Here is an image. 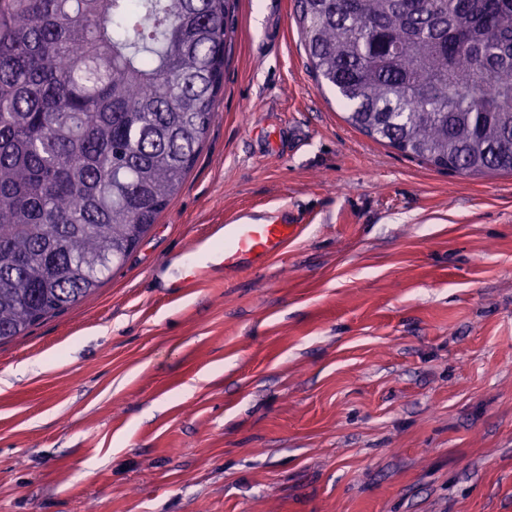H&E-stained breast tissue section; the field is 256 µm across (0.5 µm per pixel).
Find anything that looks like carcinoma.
<instances>
[{
  "label": "carcinoma",
  "instance_id": "obj_1",
  "mask_svg": "<svg viewBox=\"0 0 512 512\" xmlns=\"http://www.w3.org/2000/svg\"><path fill=\"white\" fill-rule=\"evenodd\" d=\"M239 0H0V341L90 298L195 164ZM357 129L512 174V0H297Z\"/></svg>",
  "mask_w": 512,
  "mask_h": 512
}]
</instances>
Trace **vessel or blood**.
<instances>
[{
	"mask_svg": "<svg viewBox=\"0 0 512 512\" xmlns=\"http://www.w3.org/2000/svg\"><path fill=\"white\" fill-rule=\"evenodd\" d=\"M296 230L293 224H246L231 219L224 226L223 248L213 249L205 240L196 241L173 287L177 290L189 287L197 279L218 270L265 263L287 246Z\"/></svg>",
	"mask_w": 512,
	"mask_h": 512,
	"instance_id": "obj_1",
	"label": "vessel or blood"
}]
</instances>
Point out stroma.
<instances>
[{"instance_id": "35a3bbf8", "label": "stroma", "mask_w": 512, "mask_h": 512, "mask_svg": "<svg viewBox=\"0 0 512 512\" xmlns=\"http://www.w3.org/2000/svg\"><path fill=\"white\" fill-rule=\"evenodd\" d=\"M264 265L170 283L238 214ZM0 512H512V175L349 124L239 0L206 139L95 294L0 342Z\"/></svg>"}]
</instances>
